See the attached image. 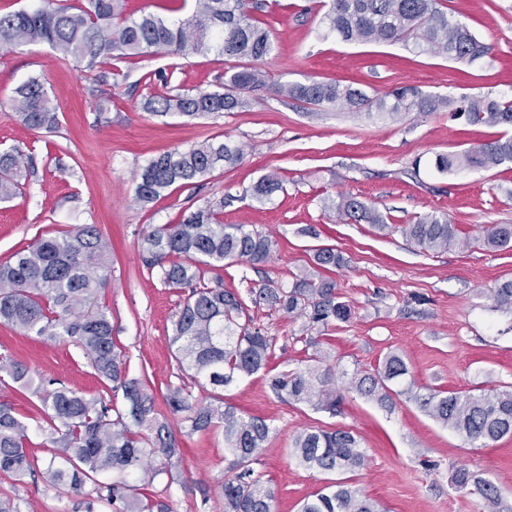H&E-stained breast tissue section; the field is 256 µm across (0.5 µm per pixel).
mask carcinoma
<instances>
[{"label":"carcinoma","mask_w":512,"mask_h":512,"mask_svg":"<svg viewBox=\"0 0 512 512\" xmlns=\"http://www.w3.org/2000/svg\"><path fill=\"white\" fill-rule=\"evenodd\" d=\"M189 12L175 21L151 13L135 16L126 0H42L37 7L0 12V48L45 44L63 58L71 57L90 70L107 61H125L143 55L188 58L215 53L224 60H248L224 71L215 90L195 89L176 95H154L144 108L156 115L197 118L246 108L243 93L266 88L276 95L312 105L346 107L355 112L406 115L449 112L471 125L512 128V97L491 93L459 99L426 93L414 86L392 89L371 98L351 83L308 80L271 83L262 70L250 66L270 56L274 41L266 24L253 10L252 0H182ZM324 37L348 44H412L419 53L445 55L473 64L491 55L492 48L466 25L448 18L443 0H330L322 17ZM12 106L30 129L55 128L54 105L44 83L31 78L20 85ZM237 144L207 139L190 147H175L152 158L142 168L135 199L147 205L172 186L188 185L214 173L217 161L225 167L240 163ZM32 162L14 147L0 153V202L21 194L18 176ZM512 163V135L453 154H439L433 165L440 173L461 168H493ZM283 191L275 173L261 176L252 186L260 205ZM330 208L354 222L365 221L384 230L383 216L360 200L342 195ZM224 202L207 203L176 224L151 228L142 241L149 273L183 295L172 321L169 344L179 367L191 381L204 379L213 387L211 400L192 397L187 385L167 387L165 401L179 414L188 433L222 430L227 466L219 490L224 512H275L274 492L256 473L253 461L272 431L259 416H243L224 403V388L265 369L275 353L276 339L256 325L249 305L267 303L294 318L327 328L351 317L349 305L338 300L336 283L303 272L292 283L275 288L248 289L247 296L211 283L207 274L224 263L255 267L267 262L276 247L270 235L244 224H226ZM402 234L426 252H439L457 242L448 216L426 214L401 227ZM485 246L512 247V224L491 226ZM110 243L94 224H81L53 237H41L0 264V323L50 339L70 338L81 347L100 378L122 392L120 406L107 404L67 387L39 396L36 409L49 422L53 451L39 462L30 453V427L15 408L0 403V475L21 480L43 468L41 476L54 487H67L84 499L86 512L103 504L110 512H172L165 498L141 492L130 478L144 473V485L168 473L166 463L179 451L176 434L154 413V401L142 379L129 373L126 355L114 343L112 324L97 303V292L111 276L107 264ZM315 267L330 270L344 265L342 254L322 247L314 254ZM497 306L512 309V280L494 291ZM409 373L396 352L385 356L376 370H357L351 384L360 394L391 406L394 397L412 400L432 419L466 440L481 446L512 435V387L438 391L421 394L415 383L398 390ZM274 395L290 403L336 414L342 396L336 391L330 368L308 366L271 377ZM292 457L309 470L351 473L365 465L357 437L346 430L307 429L293 440ZM163 460L154 467L151 460ZM459 489H471L487 512H498L500 489L491 480L461 466L452 477ZM299 512H377L376 502L347 481H334L303 500Z\"/></svg>","instance_id":"carcinoma-1"}]
</instances>
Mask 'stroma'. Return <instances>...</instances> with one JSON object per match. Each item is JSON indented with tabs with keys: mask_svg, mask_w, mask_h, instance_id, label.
<instances>
[{
	"mask_svg": "<svg viewBox=\"0 0 512 512\" xmlns=\"http://www.w3.org/2000/svg\"><path fill=\"white\" fill-rule=\"evenodd\" d=\"M261 2L258 17L275 48L258 67L270 80L352 81L371 96L398 86L454 97L512 95V0H447L449 16L492 48L490 58L473 65L400 44L324 38L325 0ZM225 66L213 53L148 55L104 64L109 77L103 81L102 71L61 59L45 45L0 49V151L21 147L34 165L23 193L0 203V263L38 237L78 224L100 228L111 244L112 277L99 290L98 304L131 376L144 380L159 420L175 430L180 448L154 486L168 488L173 512H224L217 488L225 469L222 434L181 432L180 418L164 398L167 386L179 383L168 341L179 297L146 272L142 235L150 226L177 223L185 208L223 201L225 223L247 225L277 241L269 262L221 270L224 288L241 292L291 282L313 270L316 249L335 248L345 264L332 277L338 299L352 310L350 320L322 332L275 308H252L256 324L276 337L277 349L265 370L224 390L226 403L273 428L255 468L275 491L276 512H298L325 484V474L299 466L290 455L294 436L311 427L354 433L366 463L349 480L383 512H482L478 495L452 483L460 466L497 482L502 512H512V436L479 447L414 402L400 398L384 407L350 385L354 371L375 369L392 351L403 356L425 394L512 385V310L496 307L492 297L499 283L512 280V250L482 245L489 225L512 224V165L449 174L433 168L436 155L492 141L499 128L473 126L445 112L394 117L314 106L264 89L248 93L242 111L204 119L143 110L152 94L216 88ZM31 78L57 97L60 124L54 132L27 128L12 107L16 88ZM212 137L244 145L242 161L196 184L171 187L149 206L136 203V175L149 160ZM269 172L281 176L284 190L262 206L251 187ZM342 194L376 209L387 229L340 220L328 205ZM432 212L447 214L469 247L426 253L399 232V225ZM320 355L334 365L344 396L334 415L280 400L268 386L271 376ZM1 362L23 364L37 380L112 396L67 340L0 326ZM0 401L28 417L35 453L47 456L48 425L32 409V390L1 371ZM0 497L14 498L22 512H83L79 497L38 475L19 481L0 476Z\"/></svg>",
	"mask_w": 512,
	"mask_h": 512,
	"instance_id": "1",
	"label": "stroma"
}]
</instances>
